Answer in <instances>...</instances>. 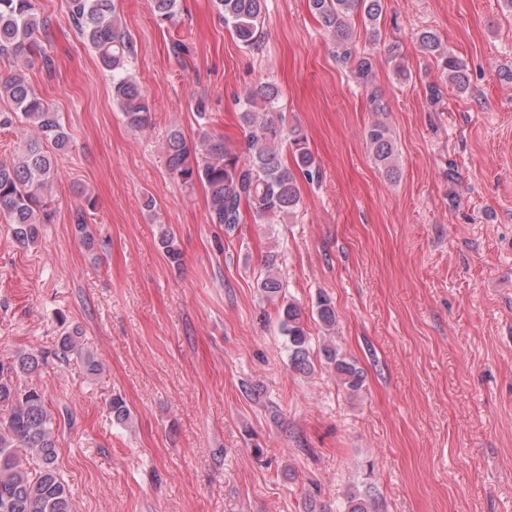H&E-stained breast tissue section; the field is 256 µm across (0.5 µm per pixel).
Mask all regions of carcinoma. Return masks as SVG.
<instances>
[{"mask_svg": "<svg viewBox=\"0 0 512 512\" xmlns=\"http://www.w3.org/2000/svg\"><path fill=\"white\" fill-rule=\"evenodd\" d=\"M385 0H309L314 15L336 48V57L351 64L356 81L368 88L372 81L371 54L359 52L354 42L352 20L360 17L371 41L378 40L377 23ZM213 7L236 40L249 50L260 47V23L266 0H213ZM151 8L162 21L171 20L177 0H151ZM75 28L96 54L100 65L112 72V100L127 124L142 129L149 122L151 103L140 84L130 75L127 62L133 43L121 29L122 20L115 0H68ZM48 26L35 9L34 0H0V57H12L20 67L7 79H0V128L22 131L14 156L0 160V215L10 224L13 238L21 244L37 242L41 228L55 216L52 188L57 177V153L69 146L60 113L39 96L26 77L27 55L41 50L37 35ZM421 50L432 57L457 90L466 91L470 77L466 62L442 46L439 35L425 30L417 35ZM279 88L264 83L248 90L243 99L244 139L232 148L224 139L203 128L189 140L181 128L167 131L163 151L169 172L184 185L202 184L207 192L210 223L224 225L232 232L243 223L248 209L257 224H276L294 213L300 204L297 175L313 178L319 173L305 136L296 129H284L269 118H260L259 109L275 111ZM375 165L391 182L401 177L397 147L389 128L373 122L365 135ZM293 157V167L283 161V148ZM86 206L72 213L76 235L89 250L97 247L89 230L87 209L95 200L83 194ZM159 243L169 263L180 266L182 253L171 229L161 232ZM266 269L257 282L264 296L282 297L284 282L277 255L264 260ZM317 319L326 327L336 324V309L326 295L316 299ZM279 329L286 337L290 362L300 373L311 370V337L301 310L292 302L278 307ZM321 354L333 366L341 386L357 392L363 374L356 364L330 344ZM56 356L68 362L76 356L86 374L98 375L100 363L85 347L82 331L75 327L61 334ZM41 354L29 351L0 360V512H74L71 490L57 466L56 420L46 407L44 393L33 385L21 384V377L35 373ZM112 422L128 423L131 411L124 399L113 396L108 406ZM37 469H30V461ZM345 512H375L372 495L359 490L347 494Z\"/></svg>", "mask_w": 512, "mask_h": 512, "instance_id": "carcinoma-1", "label": "carcinoma"}]
</instances>
